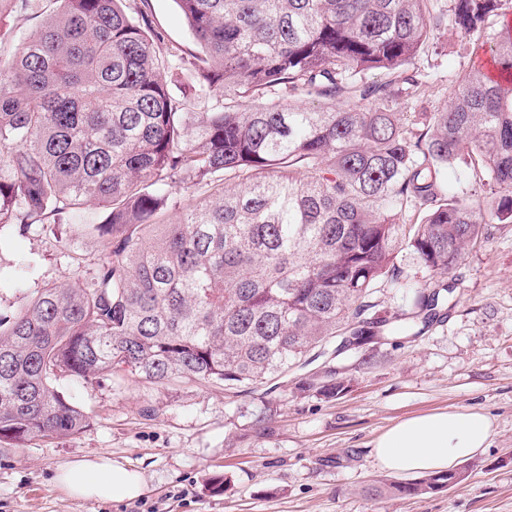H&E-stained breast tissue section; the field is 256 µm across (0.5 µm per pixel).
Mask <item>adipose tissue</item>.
I'll list each match as a JSON object with an SVG mask.
<instances>
[{"instance_id":"obj_1","label":"adipose tissue","mask_w":512,"mask_h":512,"mask_svg":"<svg viewBox=\"0 0 512 512\" xmlns=\"http://www.w3.org/2000/svg\"><path fill=\"white\" fill-rule=\"evenodd\" d=\"M492 420L475 410L440 411L400 420L372 444V454L385 471L410 475L443 472L486 447ZM56 484L71 497L112 501L140 495L143 480L108 458L83 460L61 467Z\"/></svg>"}]
</instances>
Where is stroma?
Here are the masks:
<instances>
[{
  "label": "stroma",
  "instance_id": "obj_1",
  "mask_svg": "<svg viewBox=\"0 0 512 512\" xmlns=\"http://www.w3.org/2000/svg\"><path fill=\"white\" fill-rule=\"evenodd\" d=\"M143 11L162 49L194 54L175 0H125ZM59 8L57 0L0 6V56ZM476 42L436 33L415 60L423 85L394 106L438 112L448 106L450 74L476 62ZM33 262L27 276L21 261ZM397 278L370 300L380 317L414 310V295L433 288L429 272L400 252ZM72 273L51 236L34 231L0 246V305L21 306L32 291ZM448 294L431 322L337 352L313 350L286 378L257 391L216 383L157 386L132 379L82 384L59 379L58 390L90 417L82 433L0 443V512H512V224H492L447 276ZM346 386L328 398L319 388ZM474 409L493 430L486 448L461 462L459 486L419 497H367L374 482L395 481L371 452L397 421L434 411ZM105 457L139 471V497L77 500L53 482L55 472ZM223 475V494L207 492Z\"/></svg>",
  "mask_w": 512,
  "mask_h": 512
}]
</instances>
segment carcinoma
<instances>
[{
    "label": "carcinoma",
    "instance_id": "obj_1",
    "mask_svg": "<svg viewBox=\"0 0 512 512\" xmlns=\"http://www.w3.org/2000/svg\"><path fill=\"white\" fill-rule=\"evenodd\" d=\"M60 2L0 59V238L47 228L75 268L0 307L1 443L89 427L62 377L256 389L341 334L381 335L390 320L362 315L402 250L439 277L415 294L430 317L485 226L512 223V0H174L189 59L124 0ZM446 26L493 69L459 71L447 109L406 122L407 66ZM183 67L177 99L166 74ZM448 167L471 188L445 189Z\"/></svg>",
    "mask_w": 512,
    "mask_h": 512
}]
</instances>
